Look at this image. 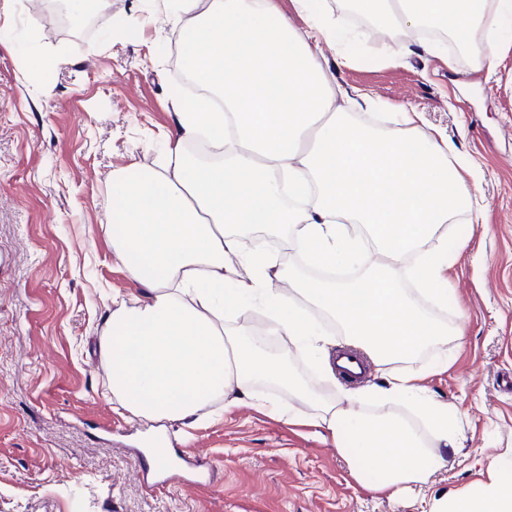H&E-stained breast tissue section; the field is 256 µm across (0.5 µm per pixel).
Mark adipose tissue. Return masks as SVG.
Listing matches in <instances>:
<instances>
[{
	"instance_id": "ef3b65f1",
	"label": "adipose tissue",
	"mask_w": 512,
	"mask_h": 512,
	"mask_svg": "<svg viewBox=\"0 0 512 512\" xmlns=\"http://www.w3.org/2000/svg\"><path fill=\"white\" fill-rule=\"evenodd\" d=\"M346 2L386 35L449 27L478 65L501 48L493 20L512 21V0ZM294 3L306 32L277 0H180L172 24L188 45L183 67L212 94L176 107L164 172L131 166L112 174V247L141 290L113 311L99 351L113 396L134 417L186 424L214 398L229 409L250 398L254 379L275 380L289 401H268L265 409L322 429L352 461L353 476L370 465L368 488L394 496L427 483L460 447L448 402L420 386L417 374L393 370L309 415L300 407L308 388L294 384L238 319L242 309L262 305L267 335L317 355L326 353L333 325L380 366L443 346L447 327L401 287L396 267L436 241L413 275L447 304L444 226L479 185L465 180L470 167L442 133L412 138L355 122L351 110L369 109L371 96L349 95L317 61L320 44L335 41L339 19L310 12L309 0ZM203 134L223 145L220 162L186 151ZM281 227L292 228L313 263L356 264L363 275L289 280L268 253L244 249L246 233ZM365 234L374 255L362 248ZM378 399L415 407L428 434L397 416L366 415L362 403ZM437 512H512V482L493 478L447 496Z\"/></svg>"
}]
</instances>
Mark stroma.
Returning a JSON list of instances; mask_svg holds the SVG:
<instances>
[{
	"label": "stroma",
	"instance_id": "35a3bbf8",
	"mask_svg": "<svg viewBox=\"0 0 512 512\" xmlns=\"http://www.w3.org/2000/svg\"><path fill=\"white\" fill-rule=\"evenodd\" d=\"M178 0H95L77 35L35 0H0V512H434L441 497L512 481V43L475 65L446 39L437 58L383 62L389 39L355 31L349 60L319 61L343 88L370 93L368 119L419 113L480 175L447 225L455 245L443 349L401 361L451 405L465 436L448 470L394 498L370 493L317 428L244 400L182 425L129 418L99 358L106 321L140 285L112 248V174L163 170L173 112L188 93L173 57ZM316 412L340 386L302 350L278 343ZM172 467L204 459L212 486H151L147 439Z\"/></svg>",
	"mask_w": 512,
	"mask_h": 512
}]
</instances>
